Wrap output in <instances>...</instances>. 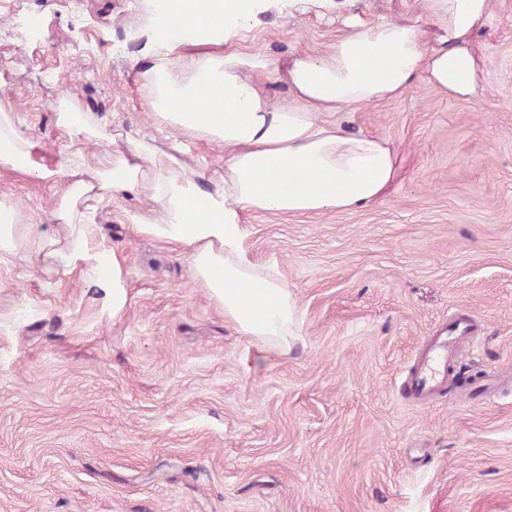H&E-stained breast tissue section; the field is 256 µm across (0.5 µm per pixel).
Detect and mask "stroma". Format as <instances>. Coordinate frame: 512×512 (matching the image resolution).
<instances>
[{
  "label": "stroma",
  "mask_w": 512,
  "mask_h": 512,
  "mask_svg": "<svg viewBox=\"0 0 512 512\" xmlns=\"http://www.w3.org/2000/svg\"><path fill=\"white\" fill-rule=\"evenodd\" d=\"M356 17L428 25L422 0H260L232 47L278 60L324 54ZM0 108L31 145L0 167V200L47 238L57 184L38 178L75 151H113L158 126L137 69L159 33L127 0H0ZM481 100L416 83L355 109L353 129L389 137L401 168L353 212L243 211L249 258L274 267L304 314L287 348L239 334L187 252L137 233L128 199L93 216L92 247L116 254L129 294L113 315L84 265L19 250L0 259V512H512V0H491L471 36ZM104 125L89 141L64 103ZM474 315L445 387L404 381L453 313Z\"/></svg>",
  "instance_id": "stroma-1"
}]
</instances>
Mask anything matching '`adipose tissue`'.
Instances as JSON below:
<instances>
[{"mask_svg": "<svg viewBox=\"0 0 512 512\" xmlns=\"http://www.w3.org/2000/svg\"><path fill=\"white\" fill-rule=\"evenodd\" d=\"M244 3L226 0L220 28L202 19L184 36L154 42L142 73L155 122L223 148L216 190L202 191L182 149L130 134L107 157L71 154L41 172L61 186L54 216L66 229V246L48 252L61 265L98 269L81 204L149 193L151 208L127 211L132 227L187 249L193 277L225 319L258 344L284 348L299 335L303 313L280 276L247 257L241 211L319 214L380 198L398 175L399 154L388 137L350 131V109L399 98L418 79L452 98L479 97L482 63L470 36L487 24L490 0H423L438 31L433 46L416 23L357 22L325 55L285 64L227 49ZM270 81L287 84L286 103H270ZM28 246L46 250L33 225L0 204V257Z\"/></svg>", "mask_w": 512, "mask_h": 512, "instance_id": "obj_1", "label": "adipose tissue"}]
</instances>
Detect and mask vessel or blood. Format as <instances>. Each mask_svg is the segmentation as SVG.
Returning a JSON list of instances; mask_svg holds the SVG:
<instances>
[{
    "label": "vessel or blood",
    "mask_w": 512,
    "mask_h": 512,
    "mask_svg": "<svg viewBox=\"0 0 512 512\" xmlns=\"http://www.w3.org/2000/svg\"><path fill=\"white\" fill-rule=\"evenodd\" d=\"M477 331L473 319L467 315L454 316L447 329L429 340L408 386L414 397L429 398L448 380V366L453 361L460 343L469 340Z\"/></svg>",
    "instance_id": "1"
}]
</instances>
